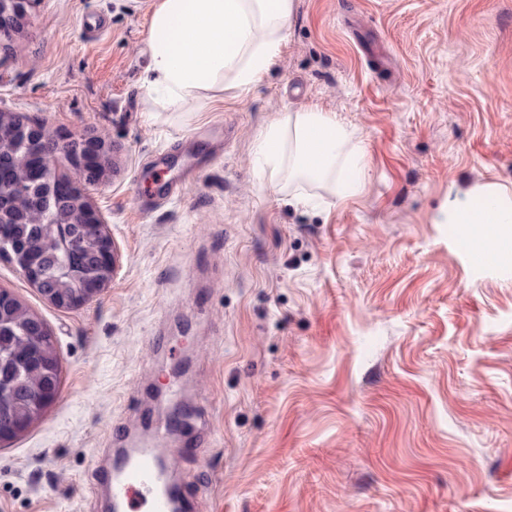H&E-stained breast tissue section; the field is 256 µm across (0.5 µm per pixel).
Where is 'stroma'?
I'll list each match as a JSON object with an SVG mask.
<instances>
[{"label":"stroma","mask_w":512,"mask_h":512,"mask_svg":"<svg viewBox=\"0 0 512 512\" xmlns=\"http://www.w3.org/2000/svg\"><path fill=\"white\" fill-rule=\"evenodd\" d=\"M154 2L37 0L0 41L1 111L111 142L85 195L117 251L74 309L0 260L61 364L0 512H108L112 433L154 436L158 386L203 413L160 442L191 512H512V267L440 221L512 191V0H294L268 71L201 112L142 86ZM310 107L360 142L359 195L259 178V133Z\"/></svg>","instance_id":"obj_1"}]
</instances>
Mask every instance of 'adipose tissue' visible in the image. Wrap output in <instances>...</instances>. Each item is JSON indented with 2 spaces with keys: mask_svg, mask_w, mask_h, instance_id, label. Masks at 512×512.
Returning <instances> with one entry per match:
<instances>
[{
  "mask_svg": "<svg viewBox=\"0 0 512 512\" xmlns=\"http://www.w3.org/2000/svg\"><path fill=\"white\" fill-rule=\"evenodd\" d=\"M292 7L293 0H157L143 79L148 97L170 111L191 112L201 101H223L225 87L247 89L277 56ZM255 156L273 186L285 177L328 183L342 200L364 187L362 146L334 114L318 108L273 120ZM449 221L476 263L512 266V198L469 192Z\"/></svg>",
  "mask_w": 512,
  "mask_h": 512,
  "instance_id": "ef3b65f1",
  "label": "adipose tissue"
}]
</instances>
